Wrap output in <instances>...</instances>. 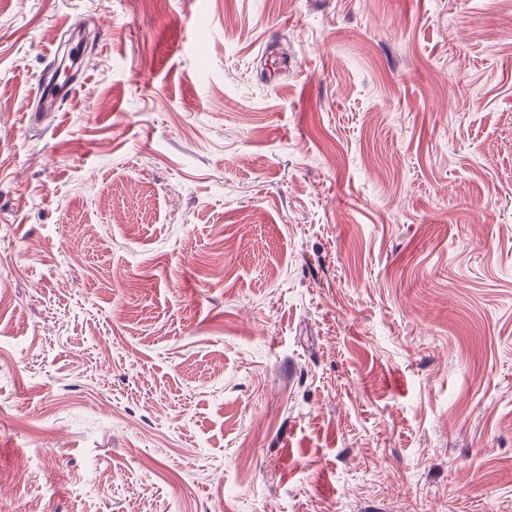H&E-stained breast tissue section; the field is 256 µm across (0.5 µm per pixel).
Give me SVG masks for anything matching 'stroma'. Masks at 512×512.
<instances>
[{
	"instance_id": "35a3bbf8",
	"label": "stroma",
	"mask_w": 512,
	"mask_h": 512,
	"mask_svg": "<svg viewBox=\"0 0 512 512\" xmlns=\"http://www.w3.org/2000/svg\"><path fill=\"white\" fill-rule=\"evenodd\" d=\"M0 512H512V0H0Z\"/></svg>"
}]
</instances>
